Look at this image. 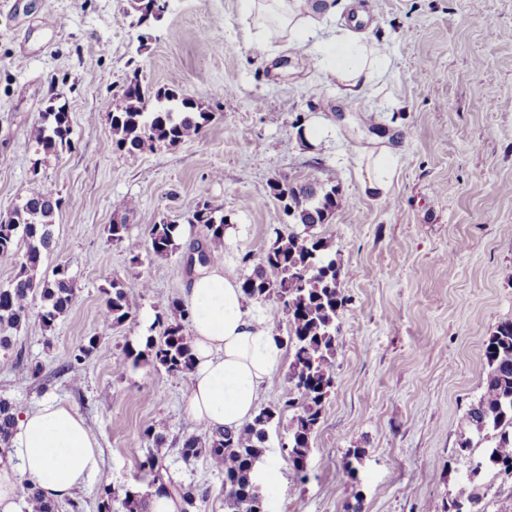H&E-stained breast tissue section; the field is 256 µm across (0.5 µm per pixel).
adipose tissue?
<instances>
[{
    "label": "adipose tissue",
    "instance_id": "1",
    "mask_svg": "<svg viewBox=\"0 0 512 512\" xmlns=\"http://www.w3.org/2000/svg\"><path fill=\"white\" fill-rule=\"evenodd\" d=\"M271 23L246 33L248 47L288 40L319 55L336 51L327 72L348 92L359 93L383 75L366 54L361 34L333 26L332 0H250ZM190 345L194 367L184 402L186 418L208 432L238 431L254 416L284 359V346L245 295L238 273L221 262L198 268L188 282ZM0 467V512H19L17 493L30 481L51 500H61L98 477L101 454L95 435L76 412L52 401L18 418Z\"/></svg>",
    "mask_w": 512,
    "mask_h": 512
}]
</instances>
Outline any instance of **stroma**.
Here are the masks:
<instances>
[{"instance_id": "1", "label": "stroma", "mask_w": 512, "mask_h": 512, "mask_svg": "<svg viewBox=\"0 0 512 512\" xmlns=\"http://www.w3.org/2000/svg\"><path fill=\"white\" fill-rule=\"evenodd\" d=\"M373 3L365 36L390 64L352 97L300 45L248 50L243 0H168L146 28L117 24L131 0H0V211L21 203L32 178L55 189L62 207L42 268L66 266L76 284L53 328L32 301L0 355V397L26 408L55 399L85 420L103 457L100 478L59 501L58 512H97L105 483L112 512H126L127 491H154L137 477L150 453L164 476L204 492L195 512H226L223 474L181 455L184 440L202 434L182 413L189 379L168 374L145 347L192 276L185 250L157 256L148 230L167 220L186 226L188 239L202 237L188 218L208 201L242 225L224 261L247 276L273 228H289L269 187L280 177L338 184L342 208L312 232L333 241L348 275L336 383L306 480L288 461L287 422L269 428L263 462L277 471L265 491L269 512H443L470 460L491 446L472 434L467 412L482 391L483 344L512 319V0ZM135 74L153 89L177 86L211 112L201 136L174 149L117 151L109 115ZM59 104L75 147L47 156L37 129ZM314 121L326 133L311 144L299 131ZM384 146L398 161L377 199L362 179L369 153ZM124 197L137 206L116 242L107 228ZM144 277L151 287L142 292L135 284ZM112 278L130 290L131 316L117 328L101 318ZM91 336L101 353L66 372ZM465 436L473 451L460 456ZM351 448L368 451L353 477L342 466Z\"/></svg>"}]
</instances>
